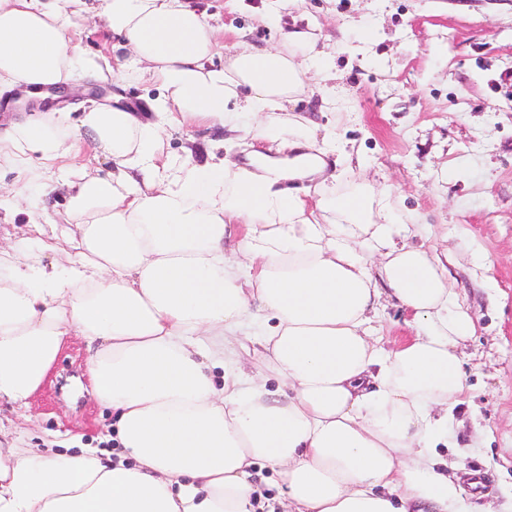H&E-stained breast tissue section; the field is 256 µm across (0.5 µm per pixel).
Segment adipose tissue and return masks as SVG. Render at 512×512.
<instances>
[{
    "instance_id": "1",
    "label": "adipose tissue",
    "mask_w": 512,
    "mask_h": 512,
    "mask_svg": "<svg viewBox=\"0 0 512 512\" xmlns=\"http://www.w3.org/2000/svg\"><path fill=\"white\" fill-rule=\"evenodd\" d=\"M101 18L125 57L85 53ZM317 35L224 46L192 0H0V96L77 79L158 88L144 112L87 102L9 119L0 181V405L29 410L81 340L117 453L38 447L0 420V512H255L257 469L283 512H469L441 454L467 394L474 331L439 253L406 243L389 191L342 182L336 149L289 104L315 94ZM230 132L220 158L173 162L172 125ZM112 173L74 164L80 138ZM66 191L62 222L31 188ZM414 335L380 345L383 299ZM222 377H215V370Z\"/></svg>"
}]
</instances>
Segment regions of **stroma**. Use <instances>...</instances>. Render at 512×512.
<instances>
[{
    "instance_id": "35a3bbf8",
    "label": "stroma",
    "mask_w": 512,
    "mask_h": 512,
    "mask_svg": "<svg viewBox=\"0 0 512 512\" xmlns=\"http://www.w3.org/2000/svg\"><path fill=\"white\" fill-rule=\"evenodd\" d=\"M215 24L277 42L241 10L208 0ZM283 25L319 29L336 49L328 95L297 111L359 157L349 179L388 187L413 245L450 249L448 272L475 324L463 347L468 394L448 426L454 458L480 474L473 512L512 504V0H303ZM371 40H364V33ZM166 150L221 154L218 136L175 126ZM86 352L73 342L31 413L33 443L51 436L101 447L112 422L89 395Z\"/></svg>"
}]
</instances>
